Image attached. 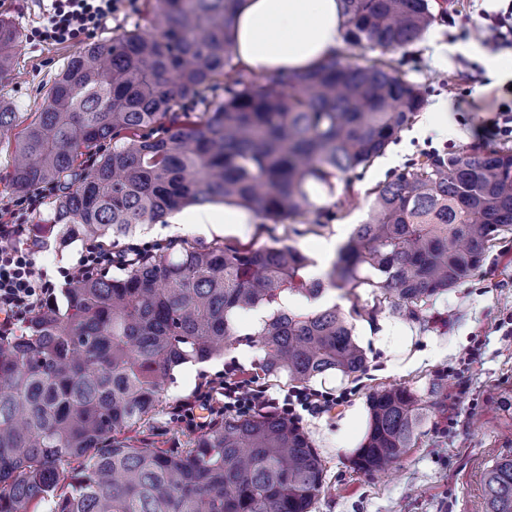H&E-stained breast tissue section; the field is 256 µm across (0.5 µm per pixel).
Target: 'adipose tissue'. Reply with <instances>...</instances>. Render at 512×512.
Segmentation results:
<instances>
[{
  "instance_id": "adipose-tissue-1",
  "label": "adipose tissue",
  "mask_w": 512,
  "mask_h": 512,
  "mask_svg": "<svg viewBox=\"0 0 512 512\" xmlns=\"http://www.w3.org/2000/svg\"><path fill=\"white\" fill-rule=\"evenodd\" d=\"M338 0H239L235 43L255 72L294 73L317 65L343 42Z\"/></svg>"
}]
</instances>
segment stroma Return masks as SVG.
<instances>
[{
	"mask_svg": "<svg viewBox=\"0 0 512 512\" xmlns=\"http://www.w3.org/2000/svg\"><path fill=\"white\" fill-rule=\"evenodd\" d=\"M486 2L454 0L449 17L434 24L409 54H393L404 80L421 86L427 97L453 100L454 133L421 137L413 127L402 131L397 143L360 176L337 180L326 202L333 214L326 225L288 219L222 226L172 224L164 218L121 239V246L289 245L327 266L365 219L371 203L368 189L401 171L419 153L512 146L510 134L490 138L480 133L499 112L512 113V93L506 90L512 78H490L481 64L485 58L512 54V41H500L489 29ZM1 16L13 21L24 37L12 73L0 78V96L30 118L42 111L54 77L81 45L32 38L33 28L41 24L39 0H0ZM387 322L410 339L388 356L374 350L371 342ZM238 327L241 340L223 358L176 370L143 429L155 447H188L217 418V404H196L188 420L176 413L177 402L223 377L225 363L237 362L248 373L261 358L260 348L246 339L254 330L250 314L240 315ZM355 338L366 354L365 368L350 376L331 373L313 380L311 389L330 393L339 403L319 414L302 412L299 421L325 467V487L313 512H486L484 475L501 457L512 456V410L503 406L512 395V233L493 240L484 263L470 278L430 300L420 321L387 309L375 322L357 321ZM393 384L412 389L423 409L416 445L388 471L355 470L351 452L337 447L339 424L351 410L367 411L374 390ZM436 385L446 396L440 407L432 396Z\"/></svg>",
	"mask_w": 512,
	"mask_h": 512,
	"instance_id": "stroma-1",
	"label": "stroma"
}]
</instances>
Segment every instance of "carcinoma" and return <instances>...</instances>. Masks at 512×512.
Listing matches in <instances>:
<instances>
[{"instance_id": "1", "label": "carcinoma", "mask_w": 512, "mask_h": 512, "mask_svg": "<svg viewBox=\"0 0 512 512\" xmlns=\"http://www.w3.org/2000/svg\"><path fill=\"white\" fill-rule=\"evenodd\" d=\"M237 0H145L151 30L122 28L85 45L25 124L0 97V135L14 137L9 186L24 198L56 190L40 225L59 248L100 245L205 203L265 219L330 216L312 182L384 156L425 104L424 90L380 58L354 65L338 50L315 67L266 76L238 59ZM344 41L406 50L448 0H339ZM21 32L0 19V75ZM367 218L324 276L288 245L217 244L117 252L116 273L61 289L0 335V512H312L324 465L307 433L272 412L214 420L189 448L135 436L174 370L224 356L237 314L261 311L255 377L307 384L366 363L354 318L421 308L479 269L512 230V147L426 152L378 182ZM365 288L371 308L291 310L326 287ZM370 424L352 465L380 472L414 447V392L370 395ZM488 512H512V456L484 476Z\"/></svg>"}]
</instances>
